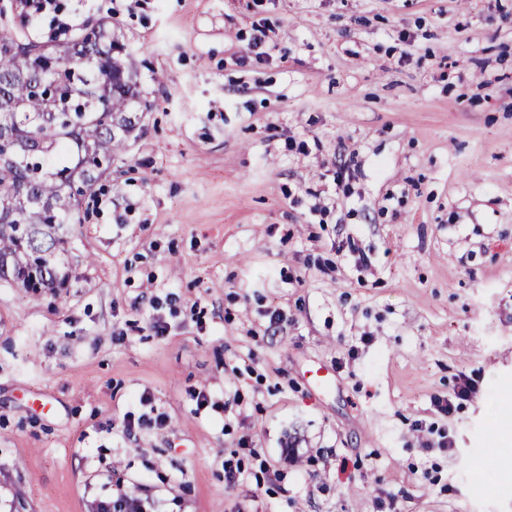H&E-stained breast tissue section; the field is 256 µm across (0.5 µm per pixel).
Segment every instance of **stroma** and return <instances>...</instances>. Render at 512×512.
Returning <instances> with one entry per match:
<instances>
[{
  "instance_id": "stroma-1",
  "label": "stroma",
  "mask_w": 512,
  "mask_h": 512,
  "mask_svg": "<svg viewBox=\"0 0 512 512\" xmlns=\"http://www.w3.org/2000/svg\"><path fill=\"white\" fill-rule=\"evenodd\" d=\"M104 17L151 109L69 229L66 287L0 280V512H96L106 474L164 512H512V0L6 21ZM150 406L167 427L127 439Z\"/></svg>"
}]
</instances>
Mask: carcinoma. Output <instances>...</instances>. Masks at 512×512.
<instances>
[{
	"mask_svg": "<svg viewBox=\"0 0 512 512\" xmlns=\"http://www.w3.org/2000/svg\"><path fill=\"white\" fill-rule=\"evenodd\" d=\"M149 108L112 21L48 41L0 28V280L35 297L66 282L67 224Z\"/></svg>",
	"mask_w": 512,
	"mask_h": 512,
	"instance_id": "obj_1",
	"label": "carcinoma"
}]
</instances>
